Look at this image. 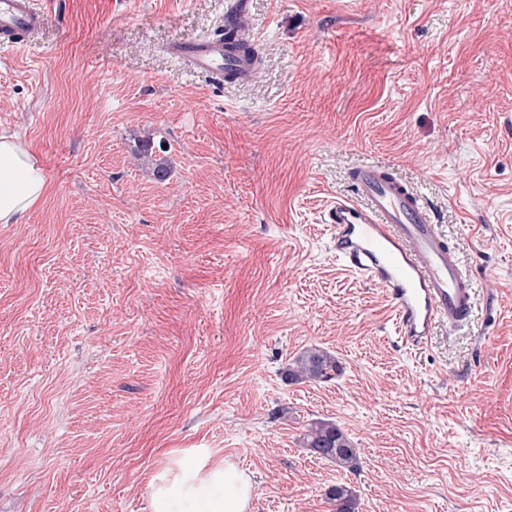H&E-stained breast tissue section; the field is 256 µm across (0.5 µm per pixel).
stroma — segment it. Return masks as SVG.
I'll use <instances>...</instances> for the list:
<instances>
[{
	"instance_id": "obj_1",
	"label": "stroma",
	"mask_w": 512,
	"mask_h": 512,
	"mask_svg": "<svg viewBox=\"0 0 512 512\" xmlns=\"http://www.w3.org/2000/svg\"><path fill=\"white\" fill-rule=\"evenodd\" d=\"M230 0H39L0 49V135L46 195L0 224V512H149L190 452L250 512H512V0H247L256 77L171 46ZM164 145L169 174L137 160ZM385 168L474 280L470 327L396 342L384 288L342 270L326 208ZM340 373L293 383L294 356ZM335 422L350 472L302 444ZM340 371L336 357L320 347H309L295 357L288 367L293 381L327 382ZM328 498L336 505V512H354L357 505V495L347 484H336L327 491Z\"/></svg>"
}]
</instances>
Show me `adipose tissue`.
<instances>
[{
    "label": "adipose tissue",
    "mask_w": 512,
    "mask_h": 512,
    "mask_svg": "<svg viewBox=\"0 0 512 512\" xmlns=\"http://www.w3.org/2000/svg\"><path fill=\"white\" fill-rule=\"evenodd\" d=\"M47 188L42 167L18 140L0 137V224H16ZM150 512H248L253 480L229 461L197 457L152 478Z\"/></svg>",
    "instance_id": "1"
}]
</instances>
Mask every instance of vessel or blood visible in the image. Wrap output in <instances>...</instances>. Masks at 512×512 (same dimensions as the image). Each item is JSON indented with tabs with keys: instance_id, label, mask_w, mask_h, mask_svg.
<instances>
[{
	"instance_id": "obj_1",
	"label": "vessel or blood",
	"mask_w": 512,
	"mask_h": 512,
	"mask_svg": "<svg viewBox=\"0 0 512 512\" xmlns=\"http://www.w3.org/2000/svg\"><path fill=\"white\" fill-rule=\"evenodd\" d=\"M42 22L37 0H0V47L24 46ZM172 52L219 80L227 74L241 80L251 75L250 63L217 38H190ZM352 179L357 201L336 202L326 214V223L334 227L330 247L348 270L384 286L401 344L424 346L441 322L467 325L473 283L422 197L376 165L357 168Z\"/></svg>"
}]
</instances>
